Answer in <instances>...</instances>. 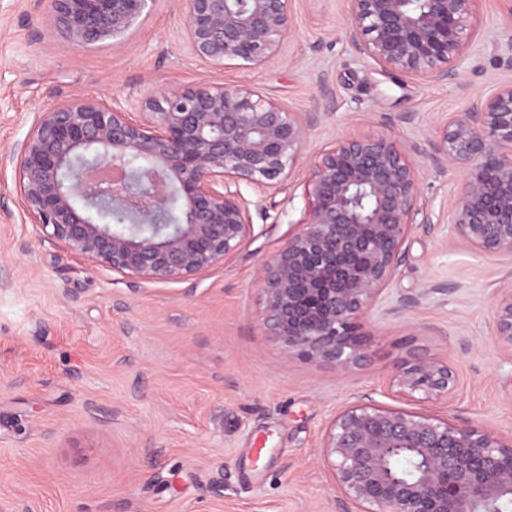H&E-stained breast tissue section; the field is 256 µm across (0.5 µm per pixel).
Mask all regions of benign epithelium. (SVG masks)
Masks as SVG:
<instances>
[{"label": "benign epithelium", "instance_id": "benign-epithelium-1", "mask_svg": "<svg viewBox=\"0 0 512 512\" xmlns=\"http://www.w3.org/2000/svg\"><path fill=\"white\" fill-rule=\"evenodd\" d=\"M157 0H38L47 28L77 47L124 35ZM347 0L349 41L384 70L448 76L466 57L478 0ZM192 54L222 68L260 65L288 39V0H184ZM312 128L246 85L200 82L141 99L138 115L106 98L74 97L37 113L9 161L25 211L91 263L173 282L223 263L251 236V201L276 192ZM434 161L464 173L448 235L512 255V83L443 125ZM412 141L346 135L303 177L305 201L288 242L261 263L263 328L288 354L341 370L365 356L363 321L382 302L413 230L433 223L418 202ZM107 208L127 217L100 222ZM412 304L381 308L396 318ZM493 336L512 346V289L493 308ZM388 387L414 399L446 397L454 377L433 359L403 363ZM323 456L343 512H500L512 498V435L449 417L371 402L327 425ZM414 467L398 474L393 456Z\"/></svg>", "mask_w": 512, "mask_h": 512}]
</instances>
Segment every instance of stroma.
<instances>
[{
	"instance_id": "stroma-1",
	"label": "stroma",
	"mask_w": 512,
	"mask_h": 512,
	"mask_svg": "<svg viewBox=\"0 0 512 512\" xmlns=\"http://www.w3.org/2000/svg\"><path fill=\"white\" fill-rule=\"evenodd\" d=\"M35 0H0V512H342L322 439L336 411L398 407L388 382L416 357L449 364L452 395L414 408L512 433V347L492 334L512 256L450 237L461 171L418 160L422 206L393 295L368 317L348 370L288 355L261 328L257 272L304 206L312 157L351 133L430 146L453 113L512 82V0H479L469 59L443 78L384 71L346 35V0H288L293 31L261 65L215 68L189 51L182 0H157L123 36L80 48ZM209 81L245 84L314 118L280 189L251 200L253 232L223 264L178 282L95 266L45 236L6 158L36 112L77 96L121 104Z\"/></svg>"
}]
</instances>
